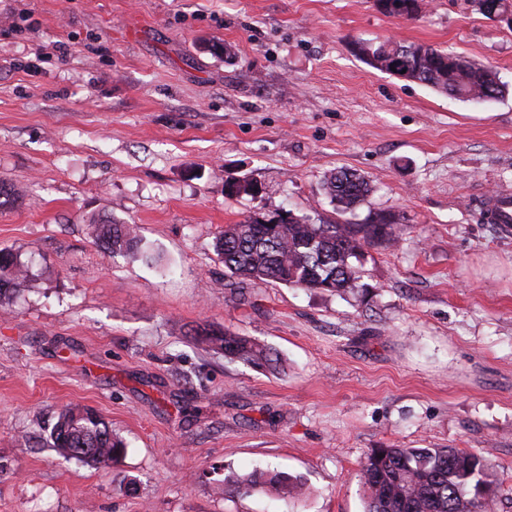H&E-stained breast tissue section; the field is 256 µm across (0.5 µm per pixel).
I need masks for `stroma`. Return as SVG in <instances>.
<instances>
[{"label": "stroma", "instance_id": "obj_1", "mask_svg": "<svg viewBox=\"0 0 512 512\" xmlns=\"http://www.w3.org/2000/svg\"><path fill=\"white\" fill-rule=\"evenodd\" d=\"M424 43L495 68L469 102L382 73L359 41ZM369 180L338 212L326 174ZM254 183L227 196L224 182ZM0 249L35 281L0 303V512H364L372 448L482 457L512 512V28L469 0L415 18L377 0H0ZM277 204L335 224L391 213L356 262L373 295L230 276L225 225ZM137 225L153 261L100 250L91 216ZM257 339L279 370L200 329ZM66 407L127 443L67 460ZM278 470L300 501L227 495ZM484 204L493 224H503L505 227L512 224V195L509 192L488 199ZM203 340L213 343L224 351V357L237 359L256 368L276 370L281 359L277 353L254 338L224 330L222 333L204 331L199 334ZM249 494L253 491H268L282 497L301 499L309 494L306 482L282 472L253 471L245 475H232L224 479V492Z\"/></svg>", "mask_w": 512, "mask_h": 512}]
</instances>
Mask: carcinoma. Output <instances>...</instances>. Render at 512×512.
Listing matches in <instances>:
<instances>
[{"instance_id":"carcinoma-1","label":"carcinoma","mask_w":512,"mask_h":512,"mask_svg":"<svg viewBox=\"0 0 512 512\" xmlns=\"http://www.w3.org/2000/svg\"><path fill=\"white\" fill-rule=\"evenodd\" d=\"M417 0H379L391 17L410 13ZM357 53L372 67L387 73L395 64L408 77L435 91L463 100L484 101L504 94L496 72L463 56L429 45L392 41L356 44ZM341 213L362 207L372 187L362 175L338 169L323 183ZM266 214H249L228 224L216 238V252L233 277L243 281H275L296 288H318L338 294H368L369 285L351 259L375 243L397 241L394 220L383 211L369 212L362 224H330L302 215L279 224L262 221ZM95 240L114 252L137 253L141 239L135 225L91 217ZM28 267L14 253L0 250V299L29 286ZM202 339L224 356L256 368L277 369V353L255 339L228 330L201 332ZM50 447L66 459L91 466L119 460L125 442L97 412L65 409L49 434ZM365 512H496L484 464L473 453L452 448H372L362 465ZM224 491L271 494L301 499L306 482L282 472L253 471L224 480Z\"/></svg>"}]
</instances>
